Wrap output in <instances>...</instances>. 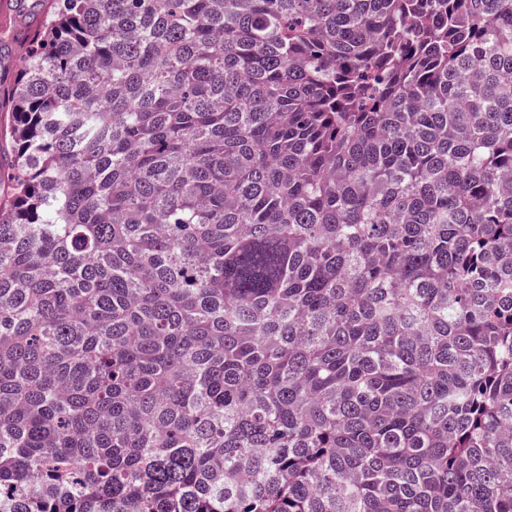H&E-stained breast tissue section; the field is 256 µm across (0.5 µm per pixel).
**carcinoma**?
Returning <instances> with one entry per match:
<instances>
[{
	"mask_svg": "<svg viewBox=\"0 0 512 512\" xmlns=\"http://www.w3.org/2000/svg\"><path fill=\"white\" fill-rule=\"evenodd\" d=\"M0 196V512H512V0H48Z\"/></svg>",
	"mask_w": 512,
	"mask_h": 512,
	"instance_id": "1",
	"label": "carcinoma"
}]
</instances>
